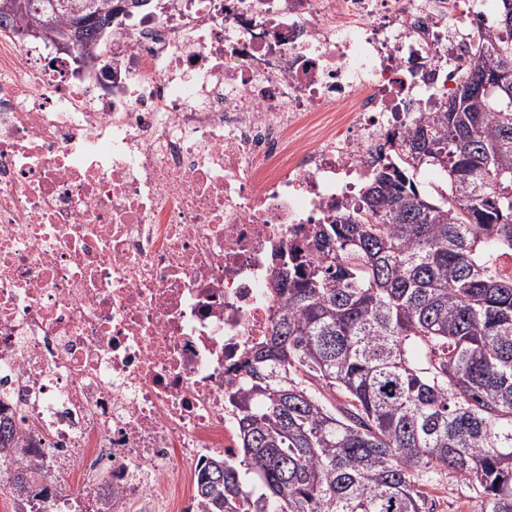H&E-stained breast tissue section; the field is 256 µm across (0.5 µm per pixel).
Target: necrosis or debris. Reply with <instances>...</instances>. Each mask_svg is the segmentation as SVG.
Segmentation results:
<instances>
[{"mask_svg": "<svg viewBox=\"0 0 512 512\" xmlns=\"http://www.w3.org/2000/svg\"><path fill=\"white\" fill-rule=\"evenodd\" d=\"M476 0H149L89 64L0 27V411L44 512H182L276 256L353 210L476 59ZM109 499L74 504L77 471Z\"/></svg>", "mask_w": 512, "mask_h": 512, "instance_id": "1", "label": "necrosis or debris"}]
</instances>
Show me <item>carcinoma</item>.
Segmentation results:
<instances>
[{"label":"carcinoma","instance_id":"cac0c4a2","mask_svg":"<svg viewBox=\"0 0 512 512\" xmlns=\"http://www.w3.org/2000/svg\"><path fill=\"white\" fill-rule=\"evenodd\" d=\"M57 2L0 17L97 39ZM497 2L442 111L398 140L354 211L289 250L284 303L232 397L239 454L198 470L201 512H430L423 487L448 473L477 512H512V0ZM420 167L448 192L424 197ZM15 439L0 423V477L21 503L47 500L48 485L28 490L38 470L9 458Z\"/></svg>","mask_w":512,"mask_h":512}]
</instances>
